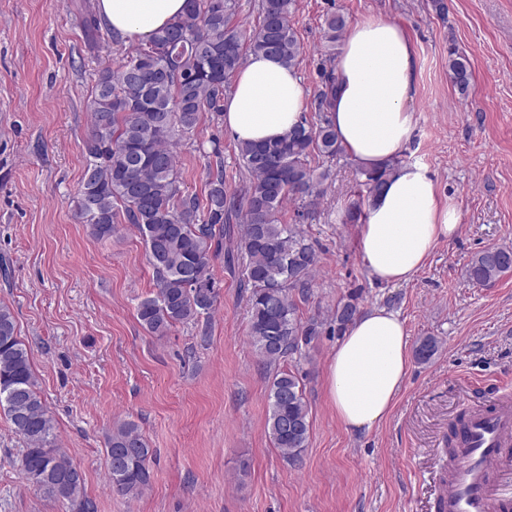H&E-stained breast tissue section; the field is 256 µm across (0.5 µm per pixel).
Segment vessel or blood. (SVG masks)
Listing matches in <instances>:
<instances>
[{
    "instance_id": "1",
    "label": "vessel or blood",
    "mask_w": 512,
    "mask_h": 512,
    "mask_svg": "<svg viewBox=\"0 0 512 512\" xmlns=\"http://www.w3.org/2000/svg\"><path fill=\"white\" fill-rule=\"evenodd\" d=\"M440 512H512V400L473 404L448 463Z\"/></svg>"
}]
</instances>
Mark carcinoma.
<instances>
[{"label": "carcinoma", "mask_w": 512, "mask_h": 512, "mask_svg": "<svg viewBox=\"0 0 512 512\" xmlns=\"http://www.w3.org/2000/svg\"><path fill=\"white\" fill-rule=\"evenodd\" d=\"M295 0H261L260 24L250 35L228 24L236 0H188L186 12L170 26L137 45L121 66L105 67L87 101L92 121L83 140L84 172L77 189L76 218L97 237L112 235L113 225L133 224L142 236L155 278L156 293L137 304L141 326L165 336L177 324L207 319L220 298L213 262L224 258L241 267L248 291L249 338L263 365L273 369L267 430L281 456L302 460L310 436L309 407L296 375L281 363L297 355L327 329L341 335L359 312L356 299L339 301L324 319L299 316L293 293L306 299L317 256L299 222L321 195L325 172L311 165L315 155L330 160L343 154L328 112L335 83V50L345 19L326 18L328 52L320 66L316 96L318 121L302 119L284 137L239 142L242 167L250 176L243 196H229L224 166L208 174L204 198L180 185L172 146L198 126L205 112H222L229 78L240 66L244 45L265 52L289 67L303 62L292 24ZM448 75L467 93L472 68L458 49H448ZM400 165L359 169L366 196L377 192ZM296 204L294 224L280 215ZM243 220L240 253L224 250L231 223ZM512 271V248L488 247L467 270L470 281L485 285ZM435 336L420 339L415 357L429 361L438 351ZM24 440L21 467L27 480L49 498L62 499L71 512H95L84 491L82 472L55 446L54 420L44 404L31 354L18 336L15 317L0 305V407ZM108 478L120 494L149 486L153 450L135 424L112 430L106 444Z\"/></svg>", "instance_id": "obj_1"}]
</instances>
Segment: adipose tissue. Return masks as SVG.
Returning <instances> with one entry per match:
<instances>
[{
    "mask_svg": "<svg viewBox=\"0 0 512 512\" xmlns=\"http://www.w3.org/2000/svg\"><path fill=\"white\" fill-rule=\"evenodd\" d=\"M186 0H97L102 23L116 36L145 40L180 16ZM418 79L417 50L403 27L370 15L347 27L336 58L329 119L345 154L370 168L399 160L416 121L409 106ZM307 92L296 69L265 53L249 54L224 96V127L239 142L282 137L300 123ZM358 248L384 283L410 280L437 243L453 238L458 214L441 202L426 166L400 163L363 207ZM400 316L384 307L361 312L347 326L327 369L326 390L337 421L369 430L394 408L409 368Z\"/></svg>",
    "mask_w": 512,
    "mask_h": 512,
    "instance_id": "adipose-tissue-1",
    "label": "adipose tissue"
}]
</instances>
